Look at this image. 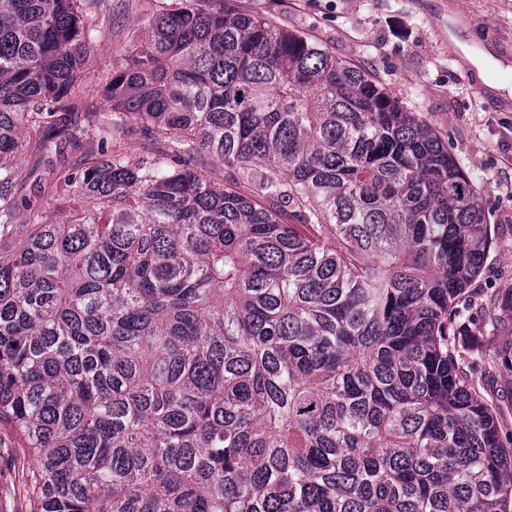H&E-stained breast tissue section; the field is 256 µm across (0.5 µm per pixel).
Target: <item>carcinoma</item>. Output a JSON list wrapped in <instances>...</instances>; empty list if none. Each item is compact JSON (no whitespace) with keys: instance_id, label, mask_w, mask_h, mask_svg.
Listing matches in <instances>:
<instances>
[{"instance_id":"cac0c4a2","label":"carcinoma","mask_w":512,"mask_h":512,"mask_svg":"<svg viewBox=\"0 0 512 512\" xmlns=\"http://www.w3.org/2000/svg\"><path fill=\"white\" fill-rule=\"evenodd\" d=\"M98 2L0 0V445L30 512H512L474 377L512 369L483 342L512 287L469 288L495 228L438 134L231 0L151 17L80 120ZM29 133L85 202L64 224L19 193Z\"/></svg>"}]
</instances>
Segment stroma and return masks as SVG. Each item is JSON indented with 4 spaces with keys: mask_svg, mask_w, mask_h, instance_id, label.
<instances>
[{
    "mask_svg": "<svg viewBox=\"0 0 512 512\" xmlns=\"http://www.w3.org/2000/svg\"><path fill=\"white\" fill-rule=\"evenodd\" d=\"M167 0H101L100 28L79 112H107L104 87L129 44L146 43L148 20ZM237 10L311 37L364 69L432 127L478 191L499 236L474 288L512 286V0H234ZM482 61L489 82L476 75ZM14 451L0 450V512H24Z\"/></svg>",
    "mask_w": 512,
    "mask_h": 512,
    "instance_id": "obj_1",
    "label": "stroma"
}]
</instances>
